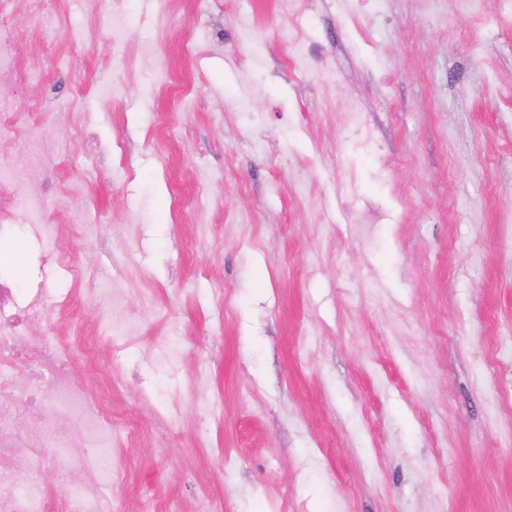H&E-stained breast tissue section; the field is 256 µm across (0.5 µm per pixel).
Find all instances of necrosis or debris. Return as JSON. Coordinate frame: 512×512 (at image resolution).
Masks as SVG:
<instances>
[{"instance_id": "necrosis-or-debris-1", "label": "necrosis or debris", "mask_w": 512, "mask_h": 512, "mask_svg": "<svg viewBox=\"0 0 512 512\" xmlns=\"http://www.w3.org/2000/svg\"><path fill=\"white\" fill-rule=\"evenodd\" d=\"M15 0H0V76L21 75L38 81L37 73L19 72L23 45L3 23ZM16 124L11 104L0 100V221L25 212L33 232L51 236L46 195L32 171L41 167L38 155L15 163L8 154ZM73 301L72 289L45 303L41 294L0 280V512H130L128 501L112 497V436H134L137 425L112 405V385L97 395L81 384L76 363L99 359L93 338L66 344L59 332ZM43 334L31 337L32 325ZM31 424L19 428V415ZM66 472L61 494L50 492L39 471Z\"/></svg>"}]
</instances>
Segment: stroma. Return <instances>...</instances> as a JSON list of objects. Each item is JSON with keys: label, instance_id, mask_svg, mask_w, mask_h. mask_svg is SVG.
<instances>
[{"label": "stroma", "instance_id": "1", "mask_svg": "<svg viewBox=\"0 0 512 512\" xmlns=\"http://www.w3.org/2000/svg\"><path fill=\"white\" fill-rule=\"evenodd\" d=\"M52 10L80 43L17 7L47 80L0 77V99L14 161L47 130L60 230L13 222L0 277L52 298L53 249L79 274L71 333L130 325L79 375L142 422L113 494L512 512V0Z\"/></svg>", "mask_w": 512, "mask_h": 512}]
</instances>
